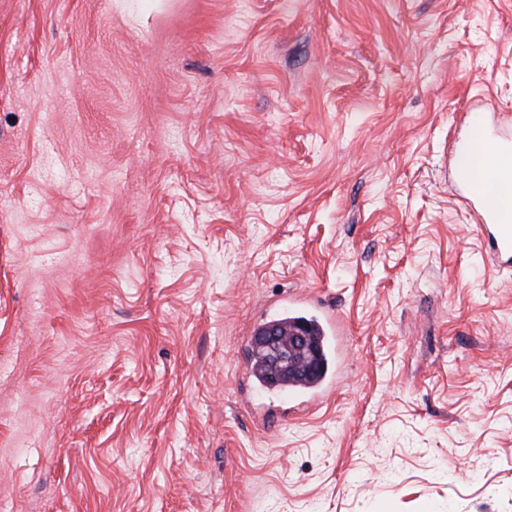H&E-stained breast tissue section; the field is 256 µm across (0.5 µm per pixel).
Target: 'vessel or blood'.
<instances>
[{
  "label": "vessel or blood",
  "instance_id": "obj_1",
  "mask_svg": "<svg viewBox=\"0 0 512 512\" xmlns=\"http://www.w3.org/2000/svg\"><path fill=\"white\" fill-rule=\"evenodd\" d=\"M487 158L483 166L458 173L464 198L478 216V230L486 240L491 259L502 267L512 268V211L499 201L495 188L512 181V140L498 136L485 139ZM336 373L326 370L309 385L291 387L290 398L310 403L334 389Z\"/></svg>",
  "mask_w": 512,
  "mask_h": 512
}]
</instances>
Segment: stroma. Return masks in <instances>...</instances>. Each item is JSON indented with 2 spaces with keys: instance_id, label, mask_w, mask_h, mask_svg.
<instances>
[{
  "instance_id": "1",
  "label": "stroma",
  "mask_w": 512,
  "mask_h": 512,
  "mask_svg": "<svg viewBox=\"0 0 512 512\" xmlns=\"http://www.w3.org/2000/svg\"><path fill=\"white\" fill-rule=\"evenodd\" d=\"M512 0H0V512H512ZM311 298L313 406L252 384ZM487 158L482 167L458 170L463 198L478 216L476 230L486 240L491 259L500 267L512 268V211L499 201L494 188L512 183V140L498 136L485 138ZM335 385L336 372L329 366L323 376L314 383L302 386H290L289 389L288 385H286L283 391L280 392H284L288 395L289 399L300 398L303 399V402L310 403L327 395L334 389Z\"/></svg>"
}]
</instances>
